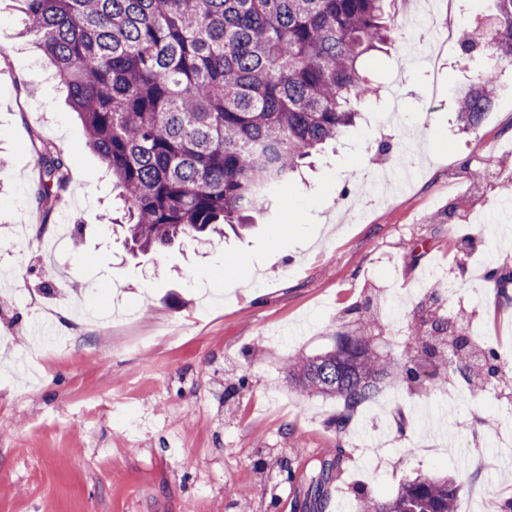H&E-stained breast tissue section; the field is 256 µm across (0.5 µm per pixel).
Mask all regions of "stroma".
<instances>
[{"instance_id":"35a3bbf8","label":"stroma","mask_w":512,"mask_h":512,"mask_svg":"<svg viewBox=\"0 0 512 512\" xmlns=\"http://www.w3.org/2000/svg\"><path fill=\"white\" fill-rule=\"evenodd\" d=\"M496 0H437L417 15L395 0V33L362 67L379 89L356 125L282 193L252 230L132 255L113 234L117 191L46 59L23 35L19 0H0V512H310L312 480L336 444L327 512H357V488L393 497L406 479L464 480L512 497V393L489 386L449 405L389 390L346 435L334 399L296 390L289 356L330 349L349 307L386 325L377 352L398 358L436 279L512 270L501 172L512 171V70L482 123L459 131L454 94L491 46L464 54L468 20ZM55 145L70 184L37 199L34 138ZM421 170L374 197L379 166ZM480 166L474 184L464 163ZM477 248L459 255L465 239ZM238 258L251 275L225 273ZM443 310L512 348V303L467 280ZM490 421L471 432L476 413Z\"/></svg>"}]
</instances>
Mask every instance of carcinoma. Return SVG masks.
Returning <instances> with one entry per match:
<instances>
[{
    "label": "carcinoma",
    "mask_w": 512,
    "mask_h": 512,
    "mask_svg": "<svg viewBox=\"0 0 512 512\" xmlns=\"http://www.w3.org/2000/svg\"><path fill=\"white\" fill-rule=\"evenodd\" d=\"M27 30L54 66L72 108L119 189L118 226L134 253L250 224L322 145L353 125L374 93L361 59L391 41L388 0H21ZM493 66L454 99L464 127L492 104L495 75L512 67V0H497L489 26ZM45 205L68 188V168L47 142L35 146ZM512 300V272L487 274ZM448 289L434 285L408 326L395 368L372 351L378 316L331 350L289 358L301 392L334 397L342 434L387 387L442 391L462 379L474 395L496 383L501 358L463 324L440 313ZM325 472L313 481L326 512ZM465 485L415 477L383 501L363 489L371 512H462Z\"/></svg>",
    "instance_id": "cac0c4a2"
}]
</instances>
